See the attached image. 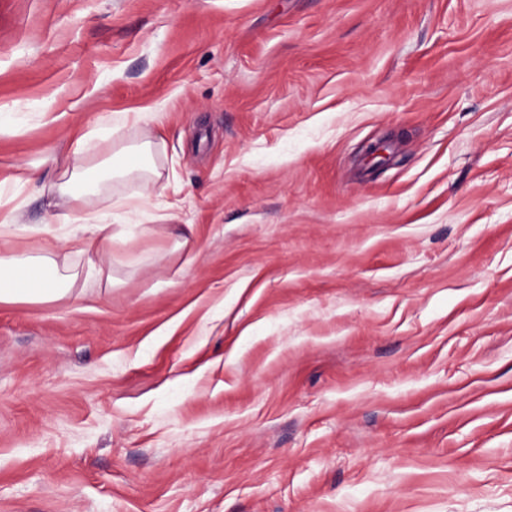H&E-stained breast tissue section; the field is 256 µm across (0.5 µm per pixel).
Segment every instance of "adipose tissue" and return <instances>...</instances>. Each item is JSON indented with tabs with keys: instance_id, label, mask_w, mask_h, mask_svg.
<instances>
[{
	"instance_id": "1",
	"label": "adipose tissue",
	"mask_w": 512,
	"mask_h": 512,
	"mask_svg": "<svg viewBox=\"0 0 512 512\" xmlns=\"http://www.w3.org/2000/svg\"><path fill=\"white\" fill-rule=\"evenodd\" d=\"M99 153L92 134H82L73 141V170L61 186L65 197L85 199L99 192L112 177L135 178L148 188L159 186L162 173L154 161L151 140L122 146L103 161ZM76 280V274L59 273L45 255H0V303L57 302L72 292Z\"/></svg>"
}]
</instances>
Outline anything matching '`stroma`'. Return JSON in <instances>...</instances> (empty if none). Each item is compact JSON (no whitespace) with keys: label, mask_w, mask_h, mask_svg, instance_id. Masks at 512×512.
<instances>
[{"label":"stroma","mask_w":512,"mask_h":512,"mask_svg":"<svg viewBox=\"0 0 512 512\" xmlns=\"http://www.w3.org/2000/svg\"><path fill=\"white\" fill-rule=\"evenodd\" d=\"M78 130L169 175L95 259ZM10 212L0 512H512V0H0ZM69 223L81 226V232L70 240L79 252L95 256L112 245L111 224H87L86 219L77 212L69 218ZM78 273L61 274L45 255H0V303H53L73 290Z\"/></svg>","instance_id":"stroma-1"}]
</instances>
